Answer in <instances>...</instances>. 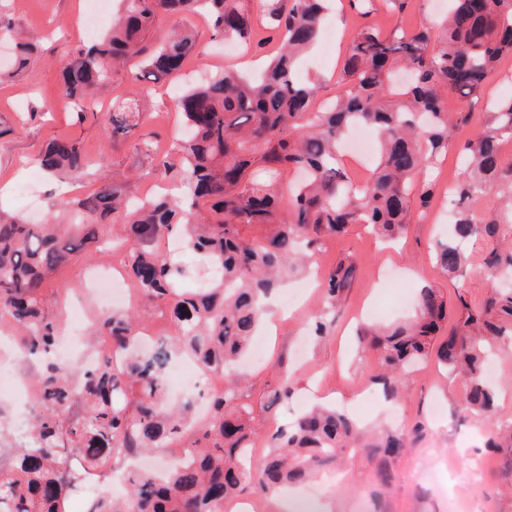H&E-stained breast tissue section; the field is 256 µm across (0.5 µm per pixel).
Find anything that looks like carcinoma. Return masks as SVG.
<instances>
[{
  "label": "carcinoma",
  "instance_id": "cac0c4a2",
  "mask_svg": "<svg viewBox=\"0 0 512 512\" xmlns=\"http://www.w3.org/2000/svg\"><path fill=\"white\" fill-rule=\"evenodd\" d=\"M124 14L95 42L72 52L63 75L65 95L77 121L94 110V91L112 69L141 58L142 78L158 81L178 74L195 50L185 27L169 28L153 47L147 33L161 15L209 17L213 36L251 46L252 16L262 12L278 50L264 70L248 79L225 70L187 87L176 98L183 128L174 142L180 157L181 196L153 197L131 210L124 187L107 180L93 193L59 206L73 212L70 224L52 219L29 224L0 211V322L24 339L25 359L39 360L31 382L36 393L26 444L0 451V512H66L70 492L89 483L118 454H158L167 443L195 428L193 402H164L165 366L186 353L201 365L224 369L245 354L261 321L260 297L289 277L307 272L300 244L314 246L340 235L350 224H367L382 238L405 232L412 201L432 204L430 190L413 197L418 175L433 166L455 123L442 90L463 100L477 97L489 73L512 54V0H449L439 45L429 33L384 35L363 29L344 54L349 89L324 108L317 106L320 83L296 76L298 60L319 40L330 0H122ZM140 99L112 103L107 122L116 145L137 125ZM356 125L375 129L379 157L361 186L340 162L339 146ZM512 139V98L488 113L484 128L464 143L466 175L455 189V223L438 243L436 267L457 276L465 266L464 244L482 236L497 242L487 266L512 276V197L499 220L479 218L465 203L512 174L500 147ZM42 168L60 180L84 178L89 161L78 142L53 139L39 156ZM120 220L130 277L147 302L169 300L180 333L143 356L132 349L140 323L133 312L98 318L93 334L112 336V348L126 353L119 371L103 358L81 377L73 392L69 368L53 356L59 324L42 292L46 275L99 239L102 224ZM266 233L247 237L242 227ZM184 237L208 267L221 272L208 288L174 292L184 271L157 248L172 235ZM357 266L340 259L322 282L323 306L313 316V333L324 334L325 319L353 287ZM461 317L448 337V300L436 289H421L413 320L360 331V342L379 353L378 382L385 397L399 396L400 378L435 359L465 381L458 413L485 414L495 405L486 379L492 348L512 342V288L498 289L478 309L458 296ZM240 378L225 381L210 395V415L198 427L190 456L158 475L135 471L119 502L99 498L87 512H223L224 502L243 485L265 491L307 481L339 462L350 448L371 449L381 485L389 484L395 462L411 447L410 435L390 431L373 443L362 441L357 421L336 408L316 406L272 435V448L259 466L251 464L255 437L252 410L236 404ZM291 394L283 370L267 391L275 404ZM79 404L82 414H60Z\"/></svg>",
  "mask_w": 512,
  "mask_h": 512
}]
</instances>
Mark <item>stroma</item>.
Here are the masks:
<instances>
[{
    "instance_id": "stroma-1",
    "label": "stroma",
    "mask_w": 512,
    "mask_h": 512,
    "mask_svg": "<svg viewBox=\"0 0 512 512\" xmlns=\"http://www.w3.org/2000/svg\"><path fill=\"white\" fill-rule=\"evenodd\" d=\"M446 0H410L404 10L391 9L385 0H372L369 13L337 0L331 13L336 21V49L323 46L306 56V79L319 81L321 101L344 90L343 53L346 44L364 25L383 33L412 32L435 28ZM87 0H0V19L8 21L13 41L36 42L29 66L19 74L0 79V210L22 214L39 223L53 216L59 198L75 201L108 180L125 187L129 198L138 200L163 184L153 173L150 158L137 145L142 135L153 134L162 147H170L182 120L174 104L176 86L191 83L222 70L255 71L262 55L245 49L226 50L213 38L206 18L190 15L181 25L191 28L198 49L186 62L179 77L150 84L143 102L139 125L127 141L113 145L103 107L125 98L138 84L139 60L112 71L94 101L98 118L77 121L74 108L64 96L61 71L69 52L90 43L84 15ZM512 97V55L502 59L486 79L477 102L464 104L455 92H447L448 113L459 125L424 183L434 184L435 197L428 212L413 209L407 232L396 243L385 245L365 225H350L346 233L326 239L313 250L317 273L332 269L340 256L357 263L356 282L322 339L308 337L307 323L321 306L320 289H313L296 302L288 318L280 320L276 335L265 336L262 357L247 367L242 402L254 405L253 427L258 435L255 459L268 450V434L289 425L314 396H333L337 406L351 412L372 429H411L422 424L419 440L395 464L391 483L380 487L367 449L345 455L335 469L322 473L299 489V496L313 501L325 512H512V462L504 454L488 450L485 439L503 424L512 423V345L496 355L499 381L498 406L486 425L457 419L464 396L462 381L448 377L442 367L429 361L401 380L400 401L386 400L375 382L380 372L376 354L360 353L357 328L374 322L409 318L422 286L439 289L448 298L451 314H459L458 295L471 307H479L493 292L495 278L485 259L494 244L483 238L468 246V264L462 277L451 278L431 259L438 241L448 236V199L462 178L460 153L467 138L486 121L488 102ZM77 141L90 160L107 154L104 171L85 176L76 184L60 185L36 165L35 157L53 138ZM124 262L123 252L109 254L107 248L91 250L48 275L45 294L69 314L85 300L84 281L97 264L109 258ZM399 271V281L383 276L385 269ZM287 369L292 383L288 400L259 408L258 402L277 380L279 369Z\"/></svg>"
}]
</instances>
